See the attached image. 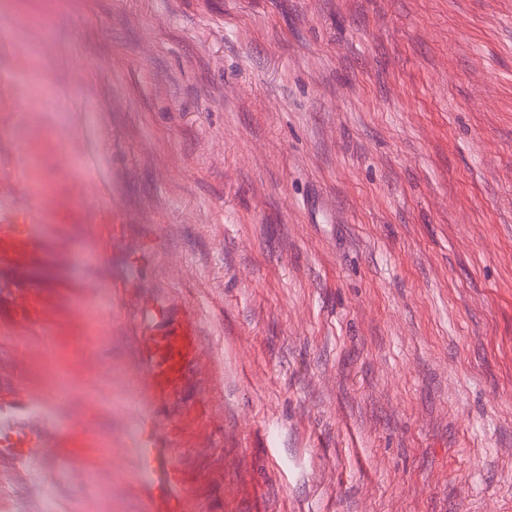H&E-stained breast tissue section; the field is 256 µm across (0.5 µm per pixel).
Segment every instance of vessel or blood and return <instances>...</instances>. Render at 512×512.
<instances>
[{"instance_id": "obj_1", "label": "vessel or blood", "mask_w": 512, "mask_h": 512, "mask_svg": "<svg viewBox=\"0 0 512 512\" xmlns=\"http://www.w3.org/2000/svg\"><path fill=\"white\" fill-rule=\"evenodd\" d=\"M90 210L96 213L94 260L110 277L113 295L124 297L127 285L113 278L104 254L116 245L140 265L150 253L129 237L126 224L113 218L111 209L99 206L97 196H89L70 216L79 223ZM71 257L67 239L44 238L36 218L0 194V338L22 346V356L29 360L40 356L33 341L43 337L50 351L80 375L85 365L78 352L88 335L83 307L93 291L67 275ZM128 328L136 342V386L150 407L132 454L145 512H195L179 450L200 437L214 436L215 416L204 400L181 404L168 416L159 410L179 402L190 369L203 353L200 316L194 308L152 297L134 304ZM13 361V356H0V462H9L22 482L41 464L96 468L103 445L90 423L79 417L56 427L39 382L5 383Z\"/></svg>"}]
</instances>
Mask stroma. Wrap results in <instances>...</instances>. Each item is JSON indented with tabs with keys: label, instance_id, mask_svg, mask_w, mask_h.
Segmentation results:
<instances>
[{
	"label": "stroma",
	"instance_id": "obj_1",
	"mask_svg": "<svg viewBox=\"0 0 512 512\" xmlns=\"http://www.w3.org/2000/svg\"><path fill=\"white\" fill-rule=\"evenodd\" d=\"M9 197L102 205L201 311L205 512H512V0H0ZM86 372L27 363L109 457L0 465V512H143L142 401L96 266Z\"/></svg>",
	"mask_w": 512,
	"mask_h": 512
}]
</instances>
